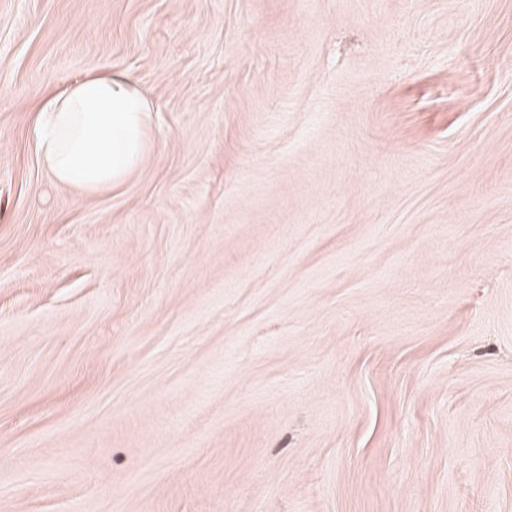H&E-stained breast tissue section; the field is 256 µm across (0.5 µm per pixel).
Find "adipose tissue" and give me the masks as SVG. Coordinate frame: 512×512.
I'll return each instance as SVG.
<instances>
[{"label": "adipose tissue", "mask_w": 512, "mask_h": 512, "mask_svg": "<svg viewBox=\"0 0 512 512\" xmlns=\"http://www.w3.org/2000/svg\"><path fill=\"white\" fill-rule=\"evenodd\" d=\"M151 104L124 74L58 87L31 130L34 149L59 184L91 194L122 183L149 148Z\"/></svg>", "instance_id": "1"}]
</instances>
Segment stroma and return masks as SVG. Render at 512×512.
<instances>
[{"label": "stroma", "instance_id": "stroma-1", "mask_svg": "<svg viewBox=\"0 0 512 512\" xmlns=\"http://www.w3.org/2000/svg\"><path fill=\"white\" fill-rule=\"evenodd\" d=\"M0 512H512V0H0ZM151 104L124 74L57 87L31 130L34 149L59 184L91 194L122 183L149 148Z\"/></svg>", "mask_w": 512, "mask_h": 512}]
</instances>
